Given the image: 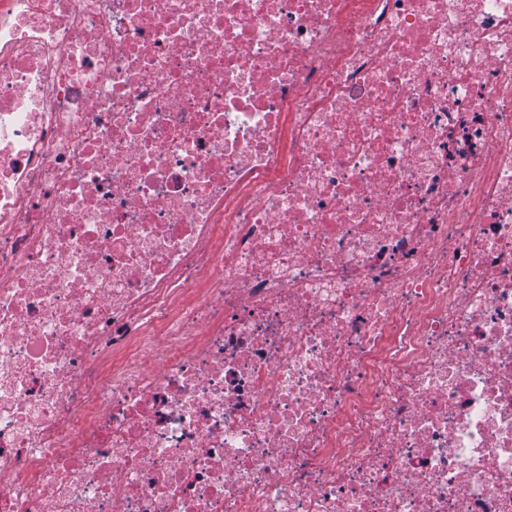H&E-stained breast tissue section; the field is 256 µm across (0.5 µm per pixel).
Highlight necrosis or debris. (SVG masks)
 <instances>
[{
  "label": "necrosis or debris",
  "mask_w": 512,
  "mask_h": 512,
  "mask_svg": "<svg viewBox=\"0 0 512 512\" xmlns=\"http://www.w3.org/2000/svg\"><path fill=\"white\" fill-rule=\"evenodd\" d=\"M0 512H512V0H0Z\"/></svg>",
  "instance_id": "4bbe7bcc"
}]
</instances>
